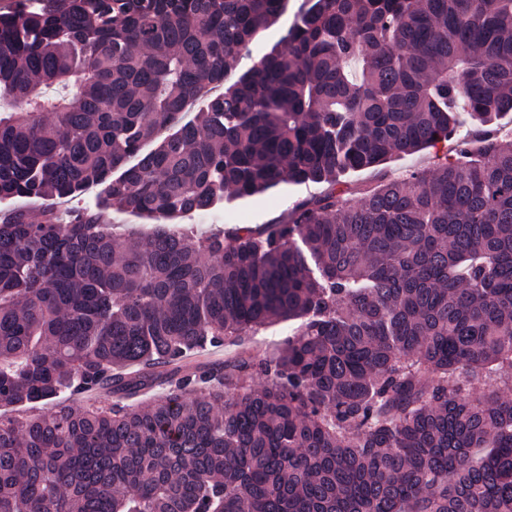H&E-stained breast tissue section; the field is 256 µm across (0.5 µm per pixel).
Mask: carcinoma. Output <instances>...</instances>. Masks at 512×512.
<instances>
[{"instance_id":"obj_1","label":"carcinoma","mask_w":512,"mask_h":512,"mask_svg":"<svg viewBox=\"0 0 512 512\" xmlns=\"http://www.w3.org/2000/svg\"><path fill=\"white\" fill-rule=\"evenodd\" d=\"M287 12L0 13V201H44L0 210V512H512V0H304L241 68ZM462 114L479 148L341 187ZM285 181L324 185L286 224L173 226ZM278 321L271 354L189 364ZM303 0H289L288 1V14L282 19L281 23L277 26H274L270 29L262 31L253 46V55H258L271 46H273L280 38L283 27L287 26V21L290 23L294 12L297 10ZM106 221L107 224H119L115 226L117 233H122L126 227L145 233L153 227V221L145 215H135L112 207L106 212Z\"/></svg>"}]
</instances>
